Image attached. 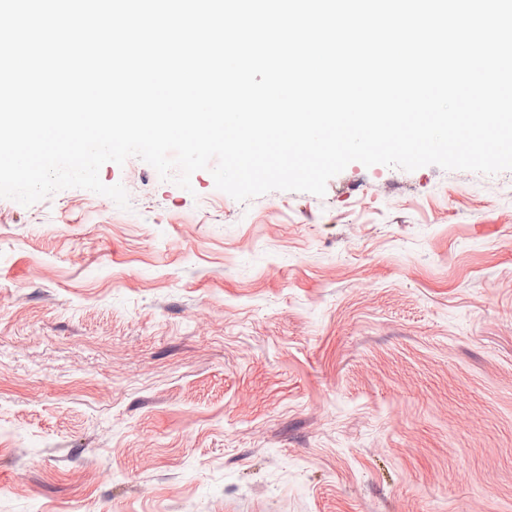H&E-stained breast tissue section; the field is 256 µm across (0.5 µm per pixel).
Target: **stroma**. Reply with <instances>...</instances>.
Listing matches in <instances>:
<instances>
[{
  "mask_svg": "<svg viewBox=\"0 0 512 512\" xmlns=\"http://www.w3.org/2000/svg\"><path fill=\"white\" fill-rule=\"evenodd\" d=\"M0 198V512H512V170Z\"/></svg>",
  "mask_w": 512,
  "mask_h": 512,
  "instance_id": "35a3bbf8",
  "label": "stroma"
}]
</instances>
